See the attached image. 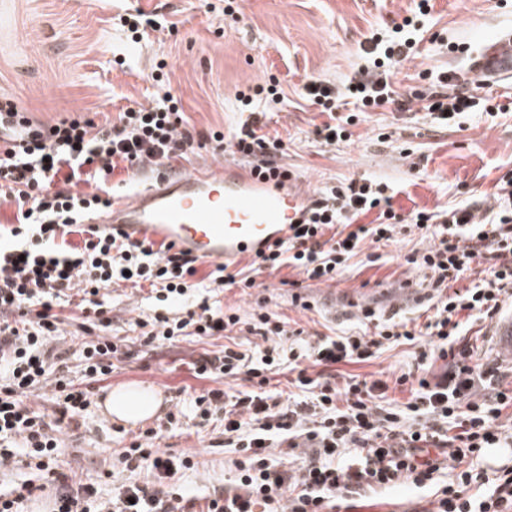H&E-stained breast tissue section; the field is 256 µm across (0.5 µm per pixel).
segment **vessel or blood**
Segmentation results:
<instances>
[{"mask_svg": "<svg viewBox=\"0 0 512 512\" xmlns=\"http://www.w3.org/2000/svg\"><path fill=\"white\" fill-rule=\"evenodd\" d=\"M472 70L490 85L512 82V32L485 43ZM309 203L293 180H263L228 163L182 174L173 184L164 179L158 188L113 201L94 222L133 240L173 242L200 260L233 265L287 237Z\"/></svg>", "mask_w": 512, "mask_h": 512, "instance_id": "b4317fda", "label": "vessel or blood"}]
</instances>
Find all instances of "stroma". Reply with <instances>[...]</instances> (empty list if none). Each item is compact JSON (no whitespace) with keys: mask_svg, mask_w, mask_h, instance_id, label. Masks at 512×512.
Wrapping results in <instances>:
<instances>
[{"mask_svg":"<svg viewBox=\"0 0 512 512\" xmlns=\"http://www.w3.org/2000/svg\"><path fill=\"white\" fill-rule=\"evenodd\" d=\"M218 0H0V99L27 109L35 120L50 122L82 110L116 119L122 108L153 100V67L165 55V78L180 98L185 115L199 132L194 148L172 163L175 174L224 162L204 135L212 128L232 136L244 116L238 112V90L276 78L284 101L262 114L264 133L283 144L279 157L294 179L311 194L350 180L373 178L388 183L396 212L471 205L490 200L498 178L512 168V111L491 116L468 112L449 122L435 121L411 103L359 113L351 138L325 144L315 133L327 117L300 97L310 77L342 83L359 64V44L372 27H388L412 15L415 0H235L232 13L216 7ZM430 16L419 18L425 32L422 56L402 63L392 78L394 89L406 94L427 74L448 73L455 83L477 87L469 71L482 42L512 29V0H432ZM143 12L176 25L175 32H155L150 40L132 42L112 19ZM417 238L382 247L366 244L350 260L342 277L320 283L284 267L263 273L268 310L279 315L291 332L316 342L331 328L370 306L420 326L426 321L414 300L424 278L422 270L403 264L401 257L418 249ZM379 253L369 263L367 254ZM308 295L313 310L292 305V292ZM256 297V298H259ZM256 298L233 288L220 293L222 308L252 313ZM146 292L126 286L112 290V333L133 337L136 319L161 313ZM499 321L470 319L461 341L478 358L502 365L500 382L512 386V357L497 339ZM239 344L254 352L261 337L239 330L226 337L191 338L155 351L133 345L131 357L116 363L108 388L143 386L179 407L177 428L163 429L156 444L170 454L189 453L195 466L176 474L179 492L204 505L214 490L233 478L234 454L225 447L220 422L201 424L192 398L207 388L195 378L192 362L204 351ZM414 349L394 345L367 362L345 365V372L375 380L415 367ZM149 420L120 425L92 404L79 427L63 432L59 465L66 473L94 484L102 497L133 481L152 485L144 469L113 466L112 459L130 444ZM413 489L401 486L377 490L351 512H424Z\"/></svg>","mask_w":512,"mask_h":512,"instance_id":"stroma-1","label":"stroma"}]
</instances>
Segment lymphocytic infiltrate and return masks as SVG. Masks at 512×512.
<instances>
[{
  "label": "lymphocytic infiltrate",
  "mask_w": 512,
  "mask_h": 512,
  "mask_svg": "<svg viewBox=\"0 0 512 512\" xmlns=\"http://www.w3.org/2000/svg\"><path fill=\"white\" fill-rule=\"evenodd\" d=\"M419 44L407 16L390 28L369 29L360 47L362 64L344 88L311 78L302 97L327 114L324 131L345 139L354 113L394 104L390 73L415 58ZM407 99L441 120L478 106L489 113L502 109L493 98L476 100L446 76L435 89L411 88ZM210 138L231 154L253 158L259 176H290L276 161L281 142L262 134L257 120H246L232 139L220 131ZM194 141L180 100L164 89L151 104L125 108L117 120L101 123L86 112L43 123L13 101L0 102V204L14 210L13 223L0 225V471L14 464L21 448L26 466L40 473L38 481L1 491L0 512H25L27 501L47 494L52 512H186L171 479L192 468V459L154 448L156 429H146L144 441H132L119 455L124 467L150 471L153 486L123 484L108 499L92 485L70 483L59 470L58 454L62 423L84 418L92 384L112 375L119 352L110 335L112 284L149 289L160 302L199 287L197 259L174 244L133 242L122 232L94 228L85 216L110 206L115 169L134 177L168 170ZM387 190V183L366 178L331 187L246 270L220 263L207 279L217 288L247 291L257 288L259 275L287 266L311 280L334 281L364 242L386 244L419 234L427 246L404 261L428 270L423 299L435 312L425 325L428 341L415 369L393 382L335 373L337 365L374 357L386 343L415 341L406 324L369 306L360 310L363 332L289 350L278 344L287 334L284 322L262 307L245 320L203 301L170 317L137 320L141 342L149 347L220 336L236 327L268 343L254 359L228 347L195 363L196 378L244 375L254 383L250 391L231 395L209 388L194 398L203 421L223 416L224 444L236 453L235 479L207 498L203 512H350L366 491L398 486L432 493V512H512V466H483L489 449L512 447V431L500 422L503 410L512 409V389L499 386L496 363L481 362L460 342L463 316L491 320L512 303V169L500 176L494 204L480 216L468 208L403 215ZM370 212L374 220L360 223ZM74 233L80 243L69 242ZM476 263L487 264L489 279L460 287ZM72 299L82 308L86 339L67 353L60 349L67 334L62 309ZM71 356L86 386L66 380L63 366ZM438 362L443 371L437 375ZM283 365L302 393L287 403L267 390ZM48 384L56 395L50 411L30 401ZM392 384L408 388L406 403L387 402ZM284 443L305 449L300 465L274 458L273 448Z\"/></svg>",
  "instance_id": "obj_1"
}]
</instances>
